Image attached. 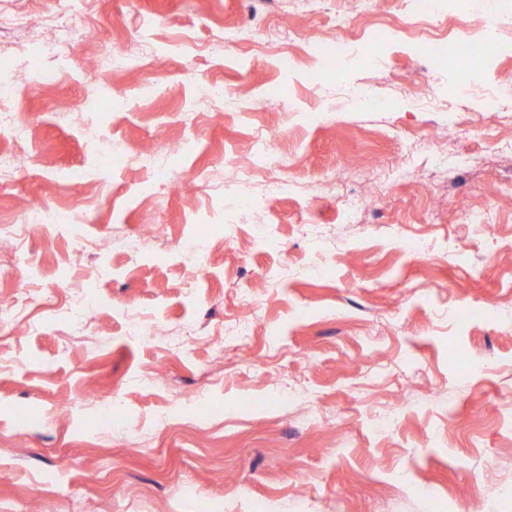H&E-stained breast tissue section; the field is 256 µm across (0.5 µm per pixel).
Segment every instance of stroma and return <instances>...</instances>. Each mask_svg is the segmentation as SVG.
I'll return each mask as SVG.
<instances>
[{
  "mask_svg": "<svg viewBox=\"0 0 512 512\" xmlns=\"http://www.w3.org/2000/svg\"><path fill=\"white\" fill-rule=\"evenodd\" d=\"M413 7L97 0L104 43L133 59L93 96L99 45L80 30L0 38V77L44 57L22 87L28 149L0 129V220H16L25 196L88 202L73 224L0 250V304L30 292L55 306L0 327V512H512V34L492 68L452 56L432 75L394 29ZM338 15L359 34L393 30L316 87L319 60L300 36ZM225 26L246 41L208 52ZM266 34L275 45L261 46ZM208 82L232 90L223 121L199 97ZM364 86L377 107L354 97ZM490 91L493 114L481 110ZM260 131L278 134L304 190L254 211L228 242L224 217L242 196L225 192L224 163L247 161ZM424 134L448 173L417 160L373 193L375 171ZM188 138L197 148L181 152ZM175 175L183 189L170 190ZM353 196L367 208L348 212ZM403 237L430 252H405ZM82 241L96 247L77 264ZM194 250L209 263L193 276ZM244 291L252 334L228 344ZM82 292L95 311L64 307ZM117 304L171 332L194 326L196 339L128 336ZM460 308L475 318L457 323ZM116 394L122 407L105 415ZM384 408L399 415L387 432ZM477 471L503 494H481Z\"/></svg>",
  "mask_w": 512,
  "mask_h": 512,
  "instance_id": "35a3bbf8",
  "label": "stroma"
}]
</instances>
